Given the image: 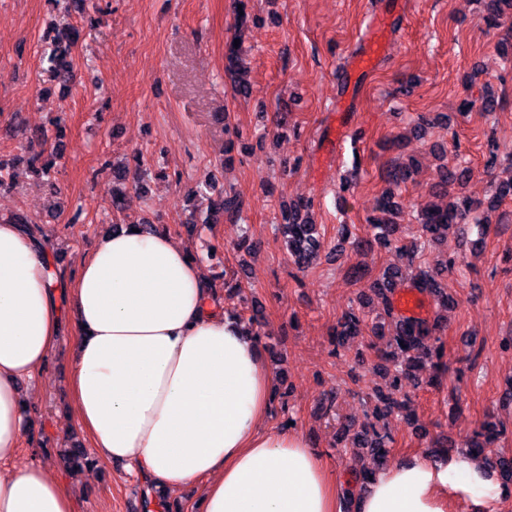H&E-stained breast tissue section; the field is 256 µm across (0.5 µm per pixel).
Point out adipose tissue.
Returning <instances> with one entry per match:
<instances>
[{
  "label": "adipose tissue",
  "instance_id": "obj_1",
  "mask_svg": "<svg viewBox=\"0 0 512 512\" xmlns=\"http://www.w3.org/2000/svg\"><path fill=\"white\" fill-rule=\"evenodd\" d=\"M74 327L68 392L102 460L145 496L200 484L196 512H342L341 487L308 441L264 426L274 402L264 352L167 231L101 237L70 280L44 245L0 217V464L28 431L20 384L41 374ZM484 512L512 496L477 460L413 455L376 473L355 512H452L449 490ZM0 512H74L39 462L0 474Z\"/></svg>",
  "mask_w": 512,
  "mask_h": 512
}]
</instances>
